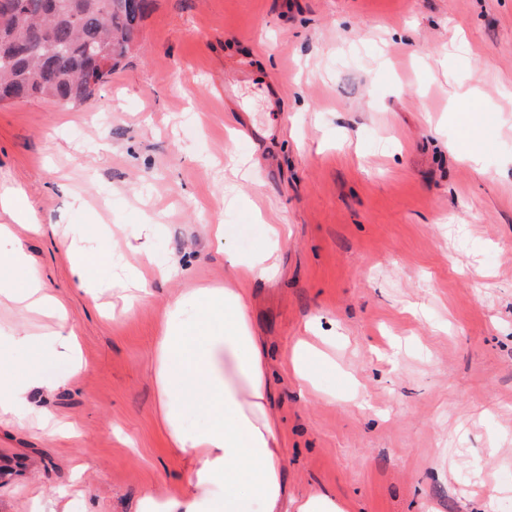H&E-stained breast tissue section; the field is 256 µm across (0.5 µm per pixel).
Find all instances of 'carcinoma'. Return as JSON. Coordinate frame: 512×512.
<instances>
[{
	"label": "carcinoma",
	"mask_w": 512,
	"mask_h": 512,
	"mask_svg": "<svg viewBox=\"0 0 512 512\" xmlns=\"http://www.w3.org/2000/svg\"><path fill=\"white\" fill-rule=\"evenodd\" d=\"M32 9L0 28V96L70 107L90 100L100 82L94 50L112 46L119 63L149 0H31Z\"/></svg>",
	"instance_id": "obj_1"
}]
</instances>
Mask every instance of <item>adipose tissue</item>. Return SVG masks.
Listing matches in <instances>:
<instances>
[{
	"label": "adipose tissue",
	"instance_id": "adipose-tissue-1",
	"mask_svg": "<svg viewBox=\"0 0 512 512\" xmlns=\"http://www.w3.org/2000/svg\"><path fill=\"white\" fill-rule=\"evenodd\" d=\"M269 242L248 257L226 252L236 277H264L276 267V243L287 225L268 228ZM71 273L87 292L118 288L111 252L71 242ZM52 316L55 341L73 374L83 369L77 336L65 309L49 295L40 272L9 225H0V298ZM154 380L168 442L185 459V497L142 498L138 512H340L335 498L314 494L289 502L283 444L272 413L274 391L264 346L255 336L248 297L239 288H198L170 306L154 350ZM35 371L0 375V420L23 425L38 420L51 435L60 431L48 411L34 409ZM201 413V425L186 422Z\"/></svg>",
	"mask_w": 512,
	"mask_h": 512
}]
</instances>
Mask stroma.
<instances>
[{
    "label": "stroma",
    "mask_w": 512,
    "mask_h": 512,
    "mask_svg": "<svg viewBox=\"0 0 512 512\" xmlns=\"http://www.w3.org/2000/svg\"><path fill=\"white\" fill-rule=\"evenodd\" d=\"M475 134L461 141L462 97ZM66 307L84 370L10 304L0 369L37 371L74 434L0 423V512L66 491L68 512L181 497L153 350L169 304L237 287L284 224L279 272L241 285L271 354L288 492L343 512H512V0H153L88 102L0 104V192ZM91 225L150 296L112 316L73 282L64 241ZM155 225L143 249L129 244ZM223 225L224 239L209 227ZM318 349L312 383L283 364ZM0 209L9 215L15 224H40L22 190L0 195ZM269 243L257 250L249 257H241L230 250H225L224 256L236 279H254L256 277H265L276 267V251L274 245L278 238L288 235L287 225L268 224Z\"/></svg>",
    "instance_id": "35a3bbf8"
}]
</instances>
